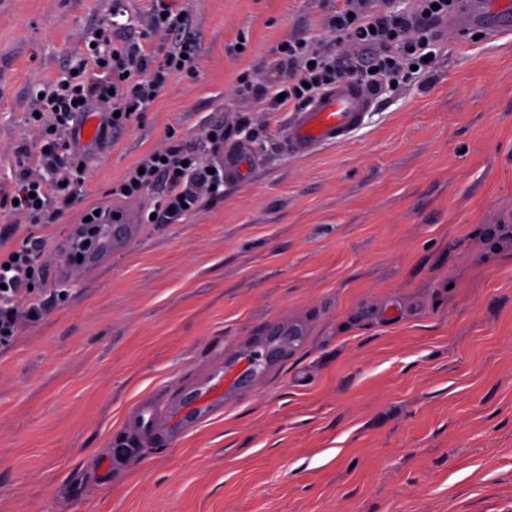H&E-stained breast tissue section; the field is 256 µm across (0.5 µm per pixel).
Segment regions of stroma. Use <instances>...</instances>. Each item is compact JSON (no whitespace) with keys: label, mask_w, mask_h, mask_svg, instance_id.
<instances>
[{"label":"stroma","mask_w":512,"mask_h":512,"mask_svg":"<svg viewBox=\"0 0 512 512\" xmlns=\"http://www.w3.org/2000/svg\"><path fill=\"white\" fill-rule=\"evenodd\" d=\"M202 46L151 111L88 152L85 195L42 228L39 320L0 352V512H512V36L444 34L430 71L382 90L341 146L286 150L285 112L236 93L334 0H178ZM146 0H0V185L35 151L36 92L99 28L150 34ZM248 121L249 132L239 124ZM222 122L245 178L150 224L154 191L110 195L171 138ZM139 234L97 272L53 264L87 211ZM65 296H55V289ZM301 346L176 444L130 442L138 400L183 396L271 325ZM112 460L100 475L98 460Z\"/></svg>","instance_id":"stroma-1"}]
</instances>
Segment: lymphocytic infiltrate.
<instances>
[{"label": "lymphocytic infiltrate", "mask_w": 512, "mask_h": 512, "mask_svg": "<svg viewBox=\"0 0 512 512\" xmlns=\"http://www.w3.org/2000/svg\"><path fill=\"white\" fill-rule=\"evenodd\" d=\"M416 2L408 16L387 13L384 0H366L361 13L342 5L325 23L337 38L352 42L357 54L311 52L301 40L281 43L274 54L282 79L264 87L241 82L238 96L266 111L283 112L312 102L326 88L347 79L375 94L392 82H403L413 71L427 70L428 59L435 56L431 31L453 12L456 0ZM151 13L154 26L169 31L171 46L150 44L145 36L117 41L111 31L101 30L76 75L59 78L41 91L43 107L37 121L42 144L37 160L50 177L32 180L26 163H19L13 189L5 197L32 223H56L85 193L87 163L73 132L86 112L102 109V133L108 136L149 111L171 77L196 78L200 42L188 14L172 0H151ZM411 28L419 29V36L402 44L403 32ZM223 184V169L208 170L191 143L178 141L164 152L142 156L111 193L128 198L158 190L155 221L170 224L198 207L200 188ZM45 248V237L31 234L20 245L0 250V350L9 348L24 322L41 312L33 284Z\"/></svg>", "instance_id": "obj_1"}]
</instances>
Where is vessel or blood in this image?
Masks as SVG:
<instances>
[{
  "label": "vessel or blood",
  "mask_w": 512,
  "mask_h": 512,
  "mask_svg": "<svg viewBox=\"0 0 512 512\" xmlns=\"http://www.w3.org/2000/svg\"><path fill=\"white\" fill-rule=\"evenodd\" d=\"M448 25L462 39L477 30L487 40H500L512 35V0H475L474 9L449 16ZM372 105V99L353 82L344 81L327 88L312 103L292 113L286 138L288 150L308 156L322 146L346 142L362 127ZM136 222L137 210L132 206L113 210L102 218L98 248L85 257V264L98 265L113 251L125 247L134 236ZM300 333L296 325L275 327L263 340L265 355L288 354ZM264 357L247 351L233 363L223 362L211 368L186 391L181 405H161L140 399L131 413L140 441H149L160 433L170 441H177L207 418L222 412L236 390V373H261L266 367Z\"/></svg>",
  "instance_id": "1"
}]
</instances>
